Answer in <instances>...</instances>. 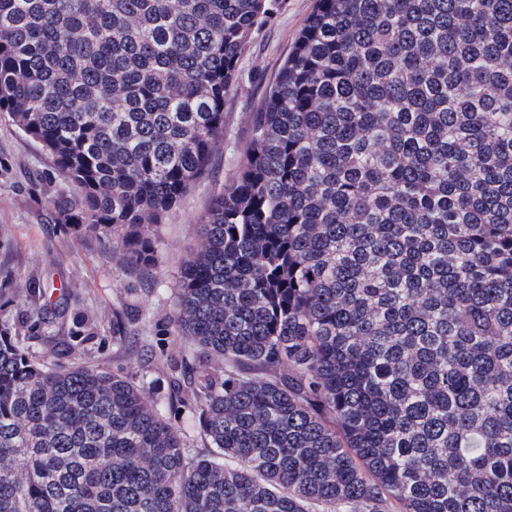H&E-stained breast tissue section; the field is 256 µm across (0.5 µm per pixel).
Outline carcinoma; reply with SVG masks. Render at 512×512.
I'll use <instances>...</instances> for the list:
<instances>
[{
    "mask_svg": "<svg viewBox=\"0 0 512 512\" xmlns=\"http://www.w3.org/2000/svg\"><path fill=\"white\" fill-rule=\"evenodd\" d=\"M274 2L0 0V113L122 268ZM198 236L189 399L0 326V512H512V0H315Z\"/></svg>",
    "mask_w": 512,
    "mask_h": 512,
    "instance_id": "obj_1",
    "label": "carcinoma"
}]
</instances>
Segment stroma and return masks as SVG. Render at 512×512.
<instances>
[{"instance_id":"stroma-1","label":"stroma","mask_w":512,"mask_h":512,"mask_svg":"<svg viewBox=\"0 0 512 512\" xmlns=\"http://www.w3.org/2000/svg\"><path fill=\"white\" fill-rule=\"evenodd\" d=\"M273 19L250 37L240 60L237 86L224 100V142L180 203L158 226V261L135 272L119 269L111 246L76 234L61 220L58 199L73 185L58 175L42 147L0 114V324L29 339L33 355L57 361L74 317L85 318L93 336L79 359L153 383V401L167 404L171 357L180 344L165 330L183 264L197 247V228L212 200L235 177L251 139L252 118L274 84L314 0H278ZM45 283L64 291L47 311L28 295ZM120 315L135 343L117 346L112 317Z\"/></svg>"}]
</instances>
